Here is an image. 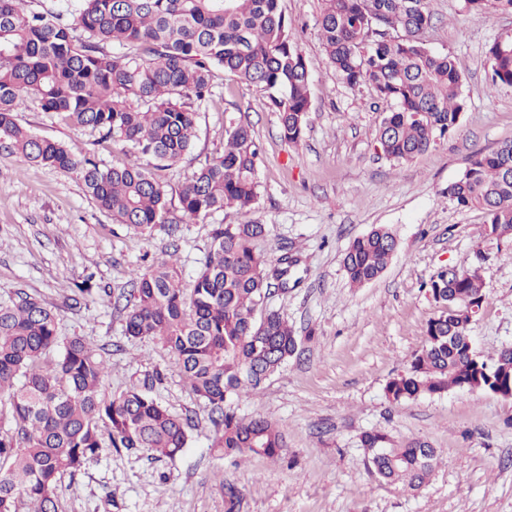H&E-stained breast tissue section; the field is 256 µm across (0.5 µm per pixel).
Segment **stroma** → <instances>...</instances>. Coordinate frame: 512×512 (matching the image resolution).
I'll return each instance as SVG.
<instances>
[{
  "instance_id": "stroma-1",
  "label": "stroma",
  "mask_w": 512,
  "mask_h": 512,
  "mask_svg": "<svg viewBox=\"0 0 512 512\" xmlns=\"http://www.w3.org/2000/svg\"><path fill=\"white\" fill-rule=\"evenodd\" d=\"M279 6L295 22L312 66L302 140L282 138L262 92L222 76L182 160L170 168L140 160L176 193L206 159L223 153L230 121L248 122L261 149L260 199L249 215L227 209L142 233L115 223L75 176L0 156V301L19 291L39 298L55 313L60 336L83 337L105 359L109 392L161 371L153 397L194 420L191 444L176 459L106 448L85 469L64 475L61 512H512V398L454 389L393 402L384 391L425 343L426 325L439 312L429 283L442 269L480 270L487 303L468 334L483 357L512 347V239L480 235L482 213L444 193L470 155L512 139V87L491 86L486 57L489 44L512 31V13L473 17L464 0H430L425 43L454 56L467 107L458 133L397 165L376 149L386 104L368 88L343 83L326 64L321 0ZM17 121L42 137L83 144L106 164L127 159L123 144L97 142L53 114L29 108ZM246 219L268 226L261 247L271 263L296 260L288 287H272L266 305L295 326L301 341L279 374L235 402L239 414L276 423L284 451L239 463L212 448L211 408L186 389L168 352L149 339L127 340L124 306L134 273L172 253L185 279H193L213 225ZM379 224L396 234L397 255L380 278L351 287L344 253ZM83 281L95 290L92 300L76 298L74 286ZM366 431L437 448L440 462L425 486L408 492L378 481L360 442ZM229 484L241 494L233 511Z\"/></svg>"
}]
</instances>
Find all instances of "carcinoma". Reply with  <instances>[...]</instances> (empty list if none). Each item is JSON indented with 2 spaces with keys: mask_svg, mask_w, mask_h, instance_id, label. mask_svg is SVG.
Masks as SVG:
<instances>
[{
  "mask_svg": "<svg viewBox=\"0 0 512 512\" xmlns=\"http://www.w3.org/2000/svg\"><path fill=\"white\" fill-rule=\"evenodd\" d=\"M321 2L327 63L389 107L376 138L387 159L409 162L458 132L463 78L450 55L426 47L432 13L423 0ZM465 7L475 17L490 7L512 12V0H465ZM487 58L492 84L512 86V34L497 37ZM221 75L263 91L283 139L301 141L311 65L279 0H0V155L75 175L116 223L141 232L227 208L246 214L259 200V150L242 120L225 129L223 154L181 186L173 217L167 191L137 162L99 163L80 144L40 138L15 118L32 105L169 167L191 148L197 106ZM446 194L483 213V234L511 239L512 141L471 155ZM267 233L251 221L214 225L211 250L190 283L177 260L165 258L133 275L127 304L125 335L150 338L173 356L190 393L217 414L211 447L226 456L275 457L285 447L272 421L232 408L298 351L294 327L264 308L270 283L259 241ZM397 246L384 225L355 238L343 258L350 283L377 280ZM429 291L440 313L427 323L425 345L386 384L387 396L400 402L512 386V347L488 362L465 342L470 306L486 303L478 269L442 270ZM106 374L88 342L58 335L56 315L40 299L18 291L0 302V401L15 424V433L0 434V512H59L61 478L104 448L173 459L187 447L190 417L169 412L146 382L106 393ZM361 445L381 481L412 491L440 462L426 441L365 432Z\"/></svg>",
  "mask_w": 512,
  "mask_h": 512,
  "instance_id": "cac0c4a2",
  "label": "carcinoma"
}]
</instances>
